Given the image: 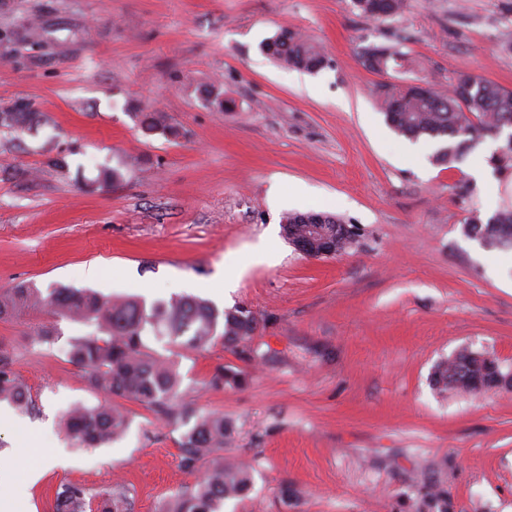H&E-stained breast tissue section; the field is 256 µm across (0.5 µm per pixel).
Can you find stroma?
Returning <instances> with one entry per match:
<instances>
[{"mask_svg":"<svg viewBox=\"0 0 512 512\" xmlns=\"http://www.w3.org/2000/svg\"><path fill=\"white\" fill-rule=\"evenodd\" d=\"M284 29L319 43L328 65L281 68L261 44ZM509 35L512 0H407L378 22L352 0H0V111L40 114L0 128V289L31 281L150 304L187 282L218 309L251 307L247 343L177 359L182 401L222 412L235 427L225 458L253 467L250 492L221 512H512V390L431 381L464 349L512 369V250L463 229L471 210L512 208V175L478 181L469 162L410 152L374 95L388 80L444 87L460 74L512 89ZM371 43L400 44L408 66L366 70ZM214 87L232 111L213 104ZM147 112L176 135L145 133ZM113 169L120 180L104 181ZM306 212L352 227L351 247L297 252L282 218ZM228 259L246 271L221 297ZM35 323L53 338L31 347ZM95 332L47 312L0 321V349L34 399L0 431V480L22 484L43 463L30 512H52L64 484H119L129 512H159L193 480L185 426L132 400L116 401L123 438L71 447L62 415L104 396L68 351ZM221 367L245 383L209 387ZM27 107L19 106L0 112V127L9 129H21L31 126L36 121V112H27Z\"/></svg>","mask_w":512,"mask_h":512,"instance_id":"1","label":"stroma"}]
</instances>
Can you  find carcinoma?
<instances>
[{
  "label": "carcinoma",
  "instance_id": "cac0c4a2",
  "mask_svg": "<svg viewBox=\"0 0 512 512\" xmlns=\"http://www.w3.org/2000/svg\"><path fill=\"white\" fill-rule=\"evenodd\" d=\"M360 12L382 21L401 14L406 0H353ZM263 50L279 64L292 70L315 73L328 64L321 47L293 30H283L263 44ZM365 68L384 73L401 58L398 46L368 44L359 51ZM377 100L387 123L409 139L428 137L446 142L434 155L437 163L453 167L473 150L482 138L512 129V90L476 75L462 74L444 90L428 81L410 84L383 82L377 86ZM37 115L23 106L0 112V127L21 129L31 126ZM497 171L512 169V133L506 145L492 155ZM340 223L324 213H293L282 223L285 238L313 234L318 227L329 233ZM467 237L487 250L512 249V209L504 208L483 222L472 211L465 218ZM43 312L93 322L97 334L71 343L69 361L85 373L88 385L107 395L130 398L143 407L190 425L180 441L181 462L193 473L198 464L203 472L184 487L162 512H218L226 499L247 494L253 485L250 467L224 461V445L231 442L233 425L224 415L185 405L172 408L180 396L181 378L174 359L151 347L154 340L182 351H198L221 343L234 349L247 342L257 328L254 312L236 305L223 312L210 302L191 296L174 297L150 306L134 298L112 299L90 289L53 288L43 294L33 282H19L0 290V320L24 311ZM466 352L437 366L432 376L439 390L452 388L479 394L492 388L482 364L471 367ZM245 376L222 368L212 379L216 386L241 385ZM0 401L18 409L33 407L27 385L12 368L9 354L0 350ZM65 435L77 448L93 449L120 438L129 426L125 413L110 404H78L63 416ZM53 512H128V498L122 488H104L95 493L76 484H65L55 493Z\"/></svg>",
  "mask_w": 512,
  "mask_h": 512
}]
</instances>
